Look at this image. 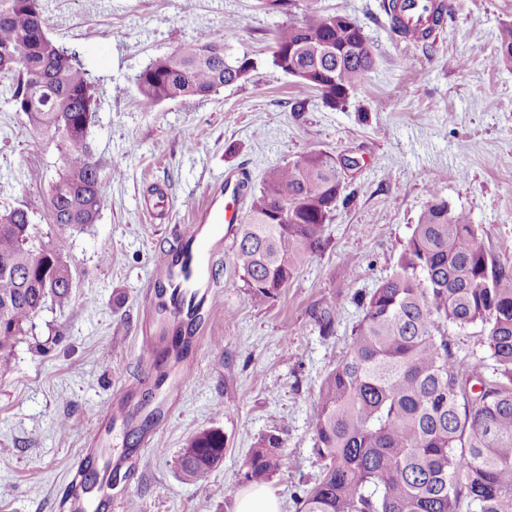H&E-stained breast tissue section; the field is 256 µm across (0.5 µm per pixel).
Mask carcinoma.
<instances>
[{"label": "carcinoma", "instance_id": "cac0c4a2", "mask_svg": "<svg viewBox=\"0 0 512 512\" xmlns=\"http://www.w3.org/2000/svg\"><path fill=\"white\" fill-rule=\"evenodd\" d=\"M298 18L276 32L272 65L339 109L374 67L361 26L325 14L312 0H278ZM230 32L206 31L153 59L135 78L151 103L207 97L254 69L227 62ZM495 62L512 64V22L497 37ZM0 79L4 102L25 129L55 144L63 168L43 222L51 240L34 243L28 210L0 215V370L24 326L48 299L67 300L73 272L65 251L72 232L95 223L105 166L87 135L97 112L89 73L74 52L47 34L40 0H0ZM346 156L310 152L268 171L252 193L233 242L234 265L251 300L264 305L288 286L298 266L327 247L326 224L345 195ZM286 213L278 221L275 214ZM352 303L362 311L345 355L323 379L311 422L322 462L297 512H512V271L486 250L481 228L444 200L430 201L396 269ZM336 299L314 311L335 332ZM480 328L493 378L466 364L448 324ZM274 434L251 450L244 480L259 483L286 469ZM219 429L194 435L179 456L183 479L198 481L224 459Z\"/></svg>", "mask_w": 512, "mask_h": 512}]
</instances>
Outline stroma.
Segmentation results:
<instances>
[{
  "instance_id": "1",
  "label": "stroma",
  "mask_w": 512,
  "mask_h": 512,
  "mask_svg": "<svg viewBox=\"0 0 512 512\" xmlns=\"http://www.w3.org/2000/svg\"><path fill=\"white\" fill-rule=\"evenodd\" d=\"M381 2L318 0L322 12L357 21L375 58L347 105L332 110L273 68V34L289 14L268 0H41L50 37L79 55L95 87L91 151L122 174L104 181L96 223L69 240V299L46 303L0 370V512H59L73 461L118 404L129 414L102 441L117 461L112 512H234L248 454L269 433L290 465L267 485L282 512H296V496L321 474L310 423L360 317L350 298L392 273L427 203L469 214L489 253L512 268V64L494 61L512 0H449L438 37L420 44L392 30ZM226 27L228 54L255 63L247 79L205 98L143 100L135 78L150 61ZM299 100L303 110L293 111ZM314 151L359 162L326 249L257 305L225 235L207 296L217 314L198 343L151 368L141 338L157 319L146 292L159 248L179 249L224 179L239 184L243 214L271 168ZM61 166L55 145L0 102V212L27 208L46 234L41 216ZM334 296L346 303L326 336L314 311ZM189 367L198 377L182 381ZM210 428L224 433V461L186 482L177 458Z\"/></svg>"
}]
</instances>
